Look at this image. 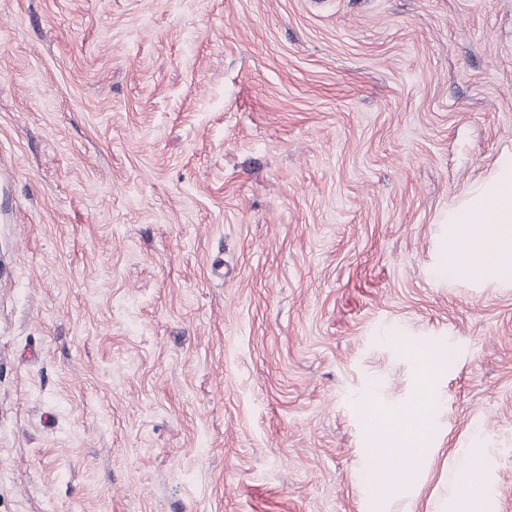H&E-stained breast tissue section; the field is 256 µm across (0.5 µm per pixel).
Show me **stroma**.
<instances>
[{"mask_svg": "<svg viewBox=\"0 0 512 512\" xmlns=\"http://www.w3.org/2000/svg\"><path fill=\"white\" fill-rule=\"evenodd\" d=\"M507 148L512 0H0V512H512V288L435 275ZM420 364L421 383L413 403L404 409H394L378 399L370 397L366 403L369 423L376 431L390 436L376 448H384L388 453L400 456L399 464L393 467L386 459L377 464L376 485L381 491L395 490L418 466L425 450L428 434L432 430L429 406L434 400L433 378L436 364L429 350H413ZM418 419L415 426H408L404 419ZM484 461L480 453L459 457L450 475L451 484L456 494L452 498L454 512H486V498L479 464ZM460 488L467 489L462 495Z\"/></svg>", "mask_w": 512, "mask_h": 512, "instance_id": "1", "label": "stroma"}]
</instances>
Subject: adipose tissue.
<instances>
[{
  "label": "adipose tissue",
  "mask_w": 512,
  "mask_h": 512,
  "mask_svg": "<svg viewBox=\"0 0 512 512\" xmlns=\"http://www.w3.org/2000/svg\"><path fill=\"white\" fill-rule=\"evenodd\" d=\"M448 236L437 277L476 284L512 286V151L503 152L491 173L448 204ZM421 383L413 403L394 409L369 398L366 412L373 429L382 432V448L398 455V465L380 461L376 485L395 489L418 466L432 429L429 406L434 400L436 364L428 350H415ZM481 454L459 457L450 475L457 494L454 512H486Z\"/></svg>",
  "instance_id": "obj_1"
}]
</instances>
